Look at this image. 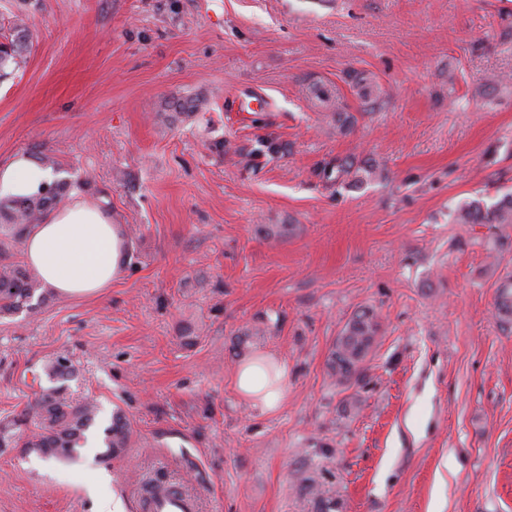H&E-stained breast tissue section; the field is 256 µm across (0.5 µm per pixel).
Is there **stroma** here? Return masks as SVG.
<instances>
[{"label":"stroma","mask_w":512,"mask_h":512,"mask_svg":"<svg viewBox=\"0 0 512 512\" xmlns=\"http://www.w3.org/2000/svg\"><path fill=\"white\" fill-rule=\"evenodd\" d=\"M19 18L0 163L52 157L130 235L100 296L0 313V421L59 385L134 445H1L0 512H93L100 469L125 512L153 477L199 512H512V226L451 218L512 192V0H0V39ZM261 354L288 366L272 412L233 386ZM496 310L505 321L512 320V276H505L497 286ZM380 329L376 314L369 309L357 311L346 322L330 358V369L337 383L345 384L357 374L372 351ZM101 442L105 451L101 453V458L109 460L123 454L127 448H130L132 439V429L124 417L117 411L113 414L110 424L102 430Z\"/></svg>","instance_id":"35a3bbf8"}]
</instances>
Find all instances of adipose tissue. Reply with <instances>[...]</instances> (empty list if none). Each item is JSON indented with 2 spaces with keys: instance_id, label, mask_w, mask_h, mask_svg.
Instances as JSON below:
<instances>
[{
  "instance_id": "ef3b65f1",
  "label": "adipose tissue",
  "mask_w": 512,
  "mask_h": 512,
  "mask_svg": "<svg viewBox=\"0 0 512 512\" xmlns=\"http://www.w3.org/2000/svg\"><path fill=\"white\" fill-rule=\"evenodd\" d=\"M54 180L50 169L24 152L0 166V194L38 195ZM126 247L107 211L88 203L80 192L54 210L31 232L23 246L26 263L45 285L63 296H94L111 287L119 276ZM233 385L252 407L263 412L278 409L288 393V367L271 356L241 362Z\"/></svg>"
}]
</instances>
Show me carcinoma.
<instances>
[{"instance_id":"carcinoma-1","label":"carcinoma","mask_w":512,"mask_h":512,"mask_svg":"<svg viewBox=\"0 0 512 512\" xmlns=\"http://www.w3.org/2000/svg\"><path fill=\"white\" fill-rule=\"evenodd\" d=\"M27 28L17 23L8 43L0 49V71L17 70L24 62L22 47ZM67 182H52L45 193L17 198H0V258L9 247L23 242L37 224L65 199ZM457 224H512V194L504 195L497 203L484 206L469 202L459 206L454 215ZM40 282L38 273L13 262L0 264V312L26 311L33 313L32 299ZM496 310L505 321L512 320V276H505L497 286ZM381 325L376 314L359 310L346 322L336 338L330 358V369L336 382L345 384L359 371L372 351ZM99 413L94 402H74L60 388L42 390L38 397L19 415L0 425V440L17 439L22 447L41 457L71 461L87 445L88 434L96 425ZM132 429L117 411L110 424L102 430L101 442L105 451L101 458L109 460L123 454L131 445Z\"/></svg>"}]
</instances>
